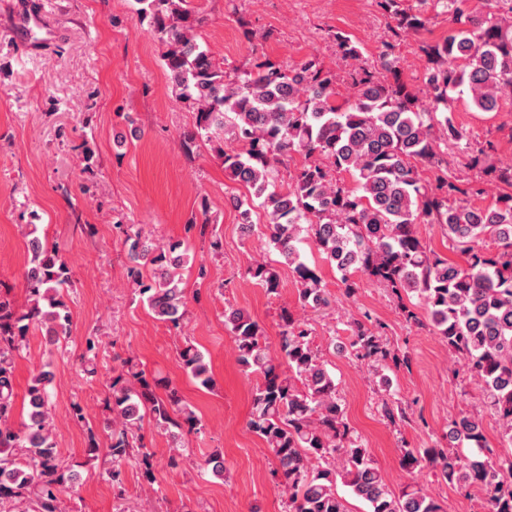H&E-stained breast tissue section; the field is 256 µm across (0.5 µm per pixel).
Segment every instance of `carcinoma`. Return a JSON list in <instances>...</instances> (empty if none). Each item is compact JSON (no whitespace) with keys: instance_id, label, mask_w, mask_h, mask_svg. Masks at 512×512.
I'll return each mask as SVG.
<instances>
[{"instance_id":"cac0c4a2","label":"carcinoma","mask_w":512,"mask_h":512,"mask_svg":"<svg viewBox=\"0 0 512 512\" xmlns=\"http://www.w3.org/2000/svg\"><path fill=\"white\" fill-rule=\"evenodd\" d=\"M452 14L456 27L446 37L422 46L428 66L423 85L405 82L398 68L396 39L426 27L420 5L376 0L395 22L383 42L377 66L362 62L358 42L333 34L338 52L350 64L348 98L337 101L336 73L315 57L288 69L265 59L230 74L198 39L201 20L187 0H136L138 14L165 46L161 60L178 98L196 114L183 134L191 153L202 139L215 144L224 172L260 200L266 223L241 212L246 235L261 229L297 275L298 300L314 310L328 306L321 277L301 260L298 244L310 239L324 259L341 272L346 291L362 273L402 297L414 293L448 350L462 357L469 378L484 389L485 405L497 417L502 438L512 443V192L489 205L478 183L448 180V154L441 146H464L468 165L487 158L491 142L472 146L450 112L455 97L468 95L479 112L498 111L500 92L512 87V0H496L499 12L474 11L465 0H434ZM239 151L222 148L225 136ZM289 172L279 187L274 173ZM432 173L421 178L420 170ZM354 180L344 183L342 175ZM437 224L462 256L448 260L422 241L418 225ZM27 225V305L20 310L0 291V512H60L62 489L76 473L64 463L49 421L48 386L52 374L37 373L27 391V421L13 426L15 358L27 346L30 328L58 346L71 336V313L63 290L71 269L59 251ZM127 277L160 321L178 326L186 314V294L176 271L189 261V243L157 244L141 226L122 230ZM489 239L495 250L480 242ZM249 274L267 293L279 290L271 261H258ZM237 360L256 378L249 429L272 454L281 476L285 512H349L336 490L342 483L363 499L368 512H444L439 501L412 486L395 494L367 449L354 443L335 378L326 367L307 324L286 308L280 313L276 348L258 321L241 308L224 309ZM384 325L368 313L351 325L353 356L379 369L399 361L383 339ZM182 370L204 388L213 384L209 363L195 345L179 351ZM164 390V395L157 390ZM111 414L106 448L112 485L121 487L131 463L145 480L158 482L152 455L136 433L144 416L171 440L170 467L183 462L185 436L199 425L178 388L149 377L133 359L122 361L112 377ZM463 444L470 454L452 447ZM487 451L481 419L465 414L448 425V447L404 448L402 465L411 473L431 467L459 489L485 492L487 512H512V460L495 462ZM197 467L225 478L224 457L213 451Z\"/></svg>"}]
</instances>
